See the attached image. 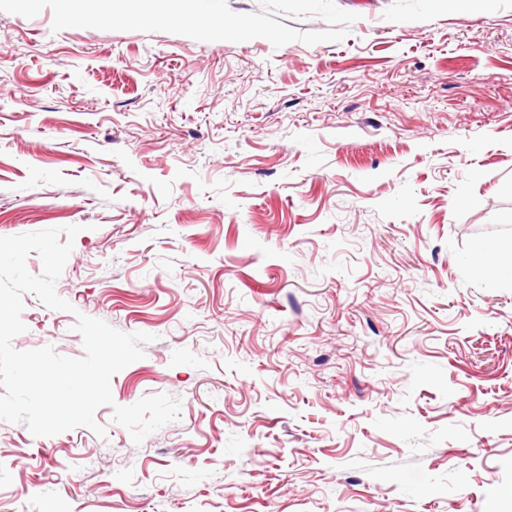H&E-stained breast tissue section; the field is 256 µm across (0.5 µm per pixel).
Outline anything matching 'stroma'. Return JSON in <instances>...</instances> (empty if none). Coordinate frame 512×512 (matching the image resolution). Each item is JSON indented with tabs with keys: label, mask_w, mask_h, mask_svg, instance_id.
I'll list each match as a JSON object with an SVG mask.
<instances>
[{
	"label": "stroma",
	"mask_w": 512,
	"mask_h": 512,
	"mask_svg": "<svg viewBox=\"0 0 512 512\" xmlns=\"http://www.w3.org/2000/svg\"><path fill=\"white\" fill-rule=\"evenodd\" d=\"M273 47L0 12V236L80 226L20 351L154 335L134 444L0 420V512H512V0Z\"/></svg>",
	"instance_id": "1"
}]
</instances>
